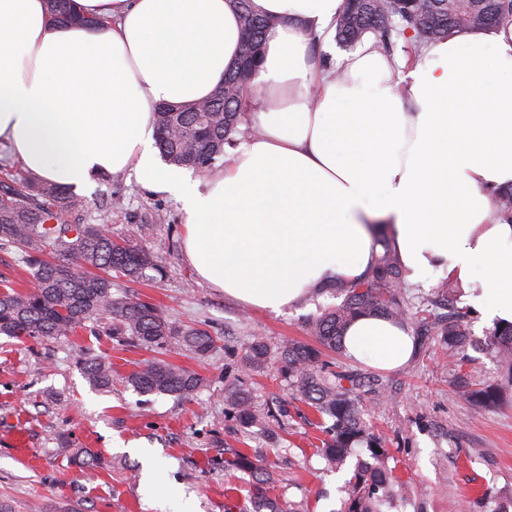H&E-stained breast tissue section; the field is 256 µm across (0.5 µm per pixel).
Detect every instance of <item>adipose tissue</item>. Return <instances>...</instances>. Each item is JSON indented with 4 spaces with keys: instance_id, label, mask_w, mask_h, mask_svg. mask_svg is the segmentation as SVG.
Returning a JSON list of instances; mask_svg holds the SVG:
<instances>
[{
    "instance_id": "1",
    "label": "adipose tissue",
    "mask_w": 512,
    "mask_h": 512,
    "mask_svg": "<svg viewBox=\"0 0 512 512\" xmlns=\"http://www.w3.org/2000/svg\"><path fill=\"white\" fill-rule=\"evenodd\" d=\"M97 28L45 0H0V145L35 176L82 186L133 172L179 193L184 256L199 278L280 312L312 286L360 279L370 224L393 226L414 286L445 278L488 322L512 323V26L426 44L411 64L363 46L326 65L345 0H252L274 18L252 79L269 106L203 187L157 159L158 104L201 103L241 48L236 0H76ZM347 355L404 365L410 332L363 317ZM46 8L51 18L64 25L71 21L79 20L88 26H95L97 21L80 17L74 7L73 0H45Z\"/></svg>"
}]
</instances>
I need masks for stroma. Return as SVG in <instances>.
<instances>
[{"instance_id": "1", "label": "stroma", "mask_w": 512, "mask_h": 512, "mask_svg": "<svg viewBox=\"0 0 512 512\" xmlns=\"http://www.w3.org/2000/svg\"><path fill=\"white\" fill-rule=\"evenodd\" d=\"M77 196L89 203L82 218L116 236L136 235L166 266L160 285L112 282V292L167 308L173 320L196 323L218 339L208 358L179 344L163 357L201 374L191 401L141 395L127 376L153 352L78 330L61 338L0 336V502L11 512H243L250 477L227 473L226 459L241 450L273 467L271 496L288 512H346L356 457L328 470L320 454L326 437L320 416L294 396L279 364L257 373L246 365L247 343L261 336L271 347L306 337L305 322L336 304L310 289L274 314L250 308L199 279L187 263L185 213L178 195L140 183L135 175L107 174ZM112 364L109 389H93L76 366L85 353ZM469 362L441 348L412 355L385 371L392 392L384 403L365 397L367 414L388 441V466L411 486L382 512H512V384L504 403L474 405L455 390L457 372L476 381H502L499 363L481 350ZM250 389L258 415L284 409L282 427L259 424L239 432L224 403L230 383ZM102 458L88 471L72 461L75 449Z\"/></svg>"}]
</instances>
